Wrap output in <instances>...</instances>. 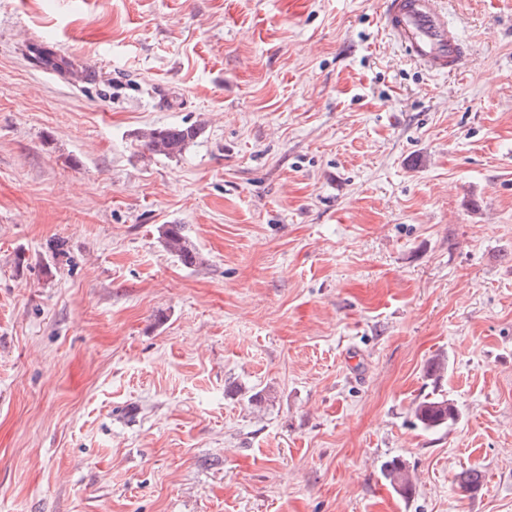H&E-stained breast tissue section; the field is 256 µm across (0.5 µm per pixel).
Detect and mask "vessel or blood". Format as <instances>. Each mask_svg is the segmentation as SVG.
<instances>
[{
  "instance_id": "b4317fda",
  "label": "vessel or blood",
  "mask_w": 512,
  "mask_h": 512,
  "mask_svg": "<svg viewBox=\"0 0 512 512\" xmlns=\"http://www.w3.org/2000/svg\"><path fill=\"white\" fill-rule=\"evenodd\" d=\"M437 2L383 0L386 28L413 59L432 71L453 74L460 71L466 52Z\"/></svg>"
}]
</instances>
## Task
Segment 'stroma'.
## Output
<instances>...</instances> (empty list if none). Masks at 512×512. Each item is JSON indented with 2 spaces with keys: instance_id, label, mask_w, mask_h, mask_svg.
I'll list each match as a JSON object with an SVG mask.
<instances>
[{
  "instance_id": "stroma-1",
  "label": "stroma",
  "mask_w": 512,
  "mask_h": 512,
  "mask_svg": "<svg viewBox=\"0 0 512 512\" xmlns=\"http://www.w3.org/2000/svg\"><path fill=\"white\" fill-rule=\"evenodd\" d=\"M381 2L0 0V512H512V0ZM438 0H384L387 31L407 53L432 71L453 74L460 71L466 50L448 29ZM31 50L33 56L38 58L41 68L47 72L68 74L78 83H92L96 80V70L93 68L75 64L66 57L39 47ZM199 131L194 125H174L150 129L141 138L143 147L151 154L172 157L180 154ZM159 230L165 250L178 258L184 265H195L201 262L199 253L191 248L184 233V225L163 224ZM434 397L424 399L413 409L419 426L427 432L439 431L448 426L456 416L455 406L442 393H433ZM383 474L392 490L405 499L413 493V483L409 475V469L404 460L395 457L385 463Z\"/></svg>"
}]
</instances>
